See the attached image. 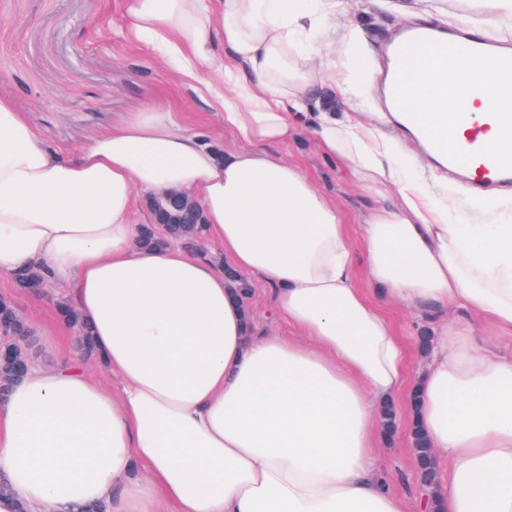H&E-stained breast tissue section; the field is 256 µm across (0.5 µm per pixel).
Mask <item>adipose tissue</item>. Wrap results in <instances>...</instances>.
Returning a JSON list of instances; mask_svg holds the SVG:
<instances>
[{
    "label": "adipose tissue",
    "instance_id": "ef3b65f1",
    "mask_svg": "<svg viewBox=\"0 0 512 512\" xmlns=\"http://www.w3.org/2000/svg\"><path fill=\"white\" fill-rule=\"evenodd\" d=\"M344 0H124L129 36L203 90L240 148L217 153L156 106L78 154L51 148L0 97V278L65 283L93 331L104 387L81 367L32 366L0 394V512H512V224H456L433 172H408L391 113L311 111L335 82L307 44ZM409 78L441 136L471 113L484 147L512 157V92L490 62L449 60ZM501 119L487 124V104ZM376 203L350 228L296 163L290 111ZM188 194L228 267L270 293L291 333L256 332L223 269L177 245L139 247L135 191ZM363 261L368 285L355 279ZM226 266V267H227ZM425 317L416 378L381 304ZM417 399L438 480L408 500L379 464L383 404Z\"/></svg>",
    "mask_w": 512,
    "mask_h": 512
}]
</instances>
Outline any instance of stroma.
Instances as JSON below:
<instances>
[{
  "label": "stroma",
  "instance_id": "1",
  "mask_svg": "<svg viewBox=\"0 0 512 512\" xmlns=\"http://www.w3.org/2000/svg\"><path fill=\"white\" fill-rule=\"evenodd\" d=\"M435 6L449 28L481 18L480 11L467 9L464 0H375L367 7L351 0L343 22L360 30L365 44L319 45L314 52L339 58L362 110L375 111L387 42L395 30ZM127 27L123 0H0V96L28 113L49 143L65 154L83 148L122 114L149 104L176 112L183 127L201 132L212 147L238 148L204 94L182 83L149 52L134 49ZM291 121L300 135L278 146V154L300 165L318 190L343 207L349 224H356L372 205V196L356 186L340 162L323 156L306 117L295 114ZM0 298L44 328V335L34 339L35 360L71 355L74 332L62 324L53 299L5 279L0 281ZM385 312L405 344L409 374H417L425 365L417 341L426 321L397 304L386 305ZM407 399L403 393L393 402L397 426L383 449V462L397 489L412 497L418 479Z\"/></svg>",
  "mask_w": 512,
  "mask_h": 512
}]
</instances>
